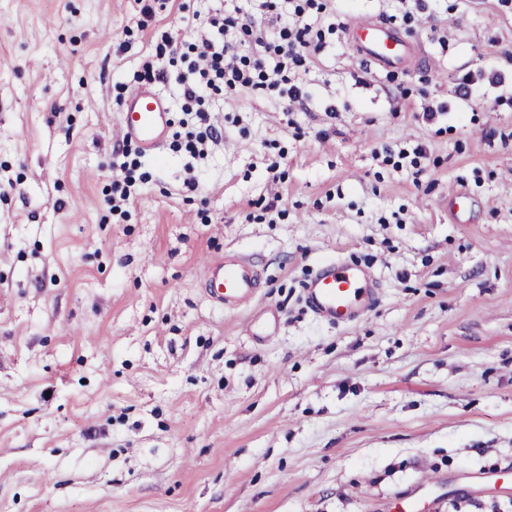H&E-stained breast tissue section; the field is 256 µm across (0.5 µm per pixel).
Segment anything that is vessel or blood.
I'll return each instance as SVG.
<instances>
[{
  "mask_svg": "<svg viewBox=\"0 0 512 512\" xmlns=\"http://www.w3.org/2000/svg\"><path fill=\"white\" fill-rule=\"evenodd\" d=\"M354 52L370 69L384 72L407 64L403 53L404 38L400 30L387 22L369 18L350 23ZM168 100L160 93L138 88L129 93L116 120L125 136L135 139L144 150H157L167 131ZM211 296L225 310L250 304L257 293L258 272L252 260L227 257L208 259ZM305 304L317 317L334 323H353L373 305L375 282L363 266L335 259L324 263L304 289ZM435 480H428L419 493L398 497L394 512H432L436 498L432 494Z\"/></svg>",
  "mask_w": 512,
  "mask_h": 512,
  "instance_id": "b4317fda",
  "label": "vessel or blood"
}]
</instances>
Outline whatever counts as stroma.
<instances>
[{"label":"stroma","mask_w":512,"mask_h":512,"mask_svg":"<svg viewBox=\"0 0 512 512\" xmlns=\"http://www.w3.org/2000/svg\"><path fill=\"white\" fill-rule=\"evenodd\" d=\"M159 2L0 0V512H385L428 474L436 512H512L479 485L512 467V0H333L303 106L228 90L206 159L117 156L161 33L219 4ZM358 16L419 64L370 70ZM227 252L262 269L235 311L200 264ZM332 258L380 284L351 325L304 303ZM266 306L275 335L250 336ZM120 168L124 172V177L122 181L119 180L117 183H114L112 198L108 200V204L111 205L114 211L121 210L123 206L133 204L136 199V166L124 163L120 165Z\"/></svg>","instance_id":"obj_1"}]
</instances>
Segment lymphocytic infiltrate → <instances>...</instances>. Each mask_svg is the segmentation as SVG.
I'll return each mask as SVG.
<instances>
[{
    "mask_svg": "<svg viewBox=\"0 0 512 512\" xmlns=\"http://www.w3.org/2000/svg\"><path fill=\"white\" fill-rule=\"evenodd\" d=\"M329 0H239L227 11L193 13L187 25L186 70L178 77L181 109L198 126L184 135L186 150L205 159L223 129L210 119L207 102L222 89L247 88L277 95L288 103L302 102L305 93L296 80L312 55L321 51L325 34L315 31L313 14L324 13Z\"/></svg>",
    "mask_w": 512,
    "mask_h": 512,
    "instance_id": "obj_1",
    "label": "lymphocytic infiltrate"
}]
</instances>
